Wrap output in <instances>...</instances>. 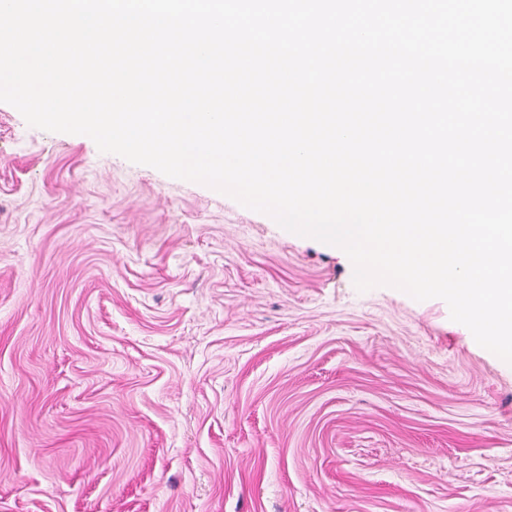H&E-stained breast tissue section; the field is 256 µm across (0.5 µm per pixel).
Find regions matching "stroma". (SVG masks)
<instances>
[{
  "instance_id": "obj_1",
  "label": "stroma",
  "mask_w": 512,
  "mask_h": 512,
  "mask_svg": "<svg viewBox=\"0 0 512 512\" xmlns=\"http://www.w3.org/2000/svg\"><path fill=\"white\" fill-rule=\"evenodd\" d=\"M0 512H512V367L0 102Z\"/></svg>"
}]
</instances>
